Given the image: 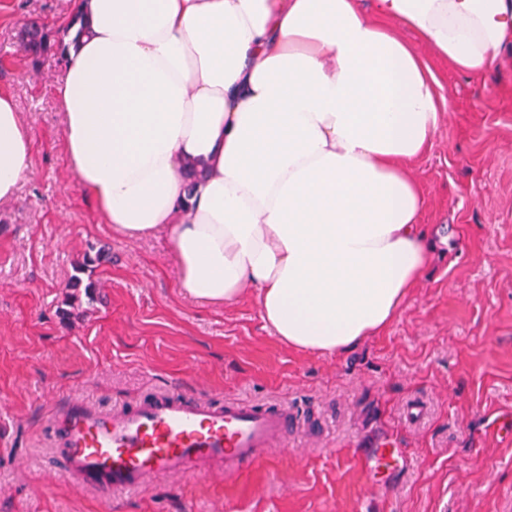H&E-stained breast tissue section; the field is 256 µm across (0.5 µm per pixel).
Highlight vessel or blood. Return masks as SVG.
I'll return each instance as SVG.
<instances>
[{
	"instance_id": "vessel-or-blood-1",
	"label": "vessel or blood",
	"mask_w": 512,
	"mask_h": 512,
	"mask_svg": "<svg viewBox=\"0 0 512 512\" xmlns=\"http://www.w3.org/2000/svg\"><path fill=\"white\" fill-rule=\"evenodd\" d=\"M295 414L288 407L228 400L188 402L157 395L119 411L102 412L70 400L54 419L60 464L84 487L122 491L140 488L154 474L184 475L204 465L237 476L271 448L288 445ZM400 449L383 445L364 459L373 488L401 470Z\"/></svg>"
}]
</instances>
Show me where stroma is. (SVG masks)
Returning a JSON list of instances; mask_svg holds the SVG:
<instances>
[{"instance_id":"35a3bbf8","label":"stroma","mask_w":512,"mask_h":512,"mask_svg":"<svg viewBox=\"0 0 512 512\" xmlns=\"http://www.w3.org/2000/svg\"><path fill=\"white\" fill-rule=\"evenodd\" d=\"M68 14V0H0V89L34 141L0 205V512H512V439L491 435L512 413V49L480 77L425 51L447 105L411 165L425 274L382 333L307 354L265 326L254 290L221 307L187 297L166 237H121L86 201L62 146L63 63H31L17 41ZM84 261L97 299L66 320ZM163 393L282 403L298 427L230 484L213 469L113 492L61 473L51 423L72 397L109 412ZM380 441L409 464L373 491L363 457Z\"/></svg>"}]
</instances>
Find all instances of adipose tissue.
Listing matches in <instances>:
<instances>
[{
    "mask_svg": "<svg viewBox=\"0 0 512 512\" xmlns=\"http://www.w3.org/2000/svg\"><path fill=\"white\" fill-rule=\"evenodd\" d=\"M71 12L62 141L113 231L166 232L193 298L221 306L254 289L293 349L339 354L396 320L431 250L409 165L443 115L419 48L482 75L512 42V0H72ZM32 152L0 92V202Z\"/></svg>",
    "mask_w": 512,
    "mask_h": 512,
    "instance_id": "adipose-tissue-1",
    "label": "adipose tissue"
}]
</instances>
